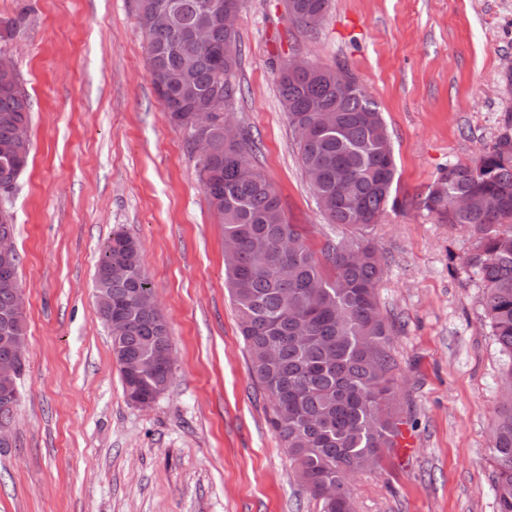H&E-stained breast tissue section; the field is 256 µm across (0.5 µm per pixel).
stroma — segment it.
<instances>
[{"mask_svg": "<svg viewBox=\"0 0 512 512\" xmlns=\"http://www.w3.org/2000/svg\"><path fill=\"white\" fill-rule=\"evenodd\" d=\"M0 19L20 22L0 52L33 105L28 168L9 199L27 348L0 512H318L249 373L224 230L189 134L150 81L136 0H0ZM237 31L231 119L312 250L354 231L326 223L308 188L278 59L346 66L394 149L399 204L364 235L387 258L378 300L411 445L350 482L357 512H496L488 446L502 357L480 282L448 261L476 240L418 201L449 165L512 135V0H331L308 34L283 0H243ZM117 231L140 245L173 344V377L144 409L123 393L94 302Z\"/></svg>", "mask_w": 512, "mask_h": 512, "instance_id": "35a3bbf8", "label": "stroma"}]
</instances>
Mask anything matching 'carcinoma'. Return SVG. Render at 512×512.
Listing matches in <instances>:
<instances>
[{
    "instance_id": "1",
    "label": "carcinoma",
    "mask_w": 512,
    "mask_h": 512,
    "mask_svg": "<svg viewBox=\"0 0 512 512\" xmlns=\"http://www.w3.org/2000/svg\"><path fill=\"white\" fill-rule=\"evenodd\" d=\"M329 0H285L289 21L303 30L321 23ZM242 0H138L137 17L148 47V72L169 121L213 143L199 160V179L227 246L224 269L250 352V372L272 403V426L296 477L320 512H354L345 481L380 467L394 447L397 417L391 388L390 328L377 287L384 258L364 236L330 241L317 257L298 224L287 221L272 185L247 161L255 147L249 131L224 136L226 117L213 112L201 127L199 112L216 99L228 104L241 49L238 32L224 27V12ZM206 29L202 44L194 31ZM278 68V91L291 125L314 131L299 144V159L318 208L330 224L368 228L397 204V166L382 112L343 65L325 75ZM350 83L342 88L336 72ZM0 86V198L26 171L30 144L16 138L30 126L31 104L18 71ZM468 206L448 208V200ZM429 212L477 239L462 263L484 283V312L505 356L502 398L489 446L497 512H512V137L502 136L473 165L448 166L420 201ZM14 216L0 207V239H14ZM20 257L0 264V332L24 336L15 315L14 283ZM94 287L112 295V319L126 323L112 352L142 370V393L168 386L170 330L158 309L138 301L153 294L138 243L123 233L107 242Z\"/></svg>"
}]
</instances>
